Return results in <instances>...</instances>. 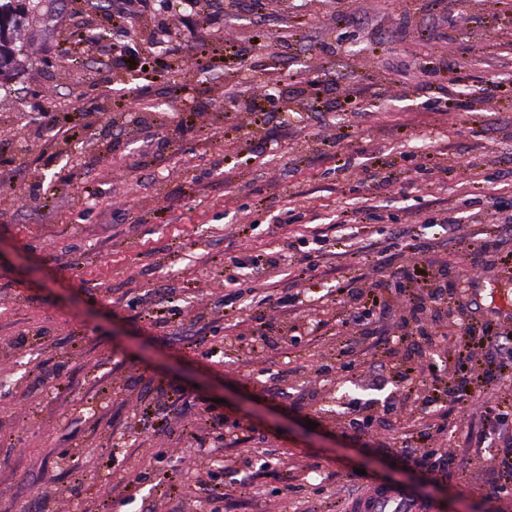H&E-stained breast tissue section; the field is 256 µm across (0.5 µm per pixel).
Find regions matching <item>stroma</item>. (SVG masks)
Listing matches in <instances>:
<instances>
[{
    "label": "stroma",
    "mask_w": 512,
    "mask_h": 512,
    "mask_svg": "<svg viewBox=\"0 0 512 512\" xmlns=\"http://www.w3.org/2000/svg\"><path fill=\"white\" fill-rule=\"evenodd\" d=\"M34 2L0 88V512H345L371 479L436 512H512L481 440L495 388L448 403L459 424L438 440L456 462L432 471L401 454L398 427L347 424L351 399L400 398L389 369L363 344L336 364L340 289L408 267L422 242L478 318L512 323V265L458 260L482 232L512 250L505 0H213L212 25L160 13L184 58L168 71L158 21L134 17L116 68L117 0ZM73 32L105 39L71 61ZM435 59L456 71L444 112L409 80ZM50 112L84 127L62 138ZM281 189L315 223H287ZM464 189L474 205L457 206ZM451 206L457 224L437 225ZM349 233L359 271L318 258ZM286 237L315 267L280 276L273 340L333 330L290 358L224 321L226 258L261 265ZM294 294L324 311L282 304Z\"/></svg>",
    "instance_id": "obj_1"
}]
</instances>
